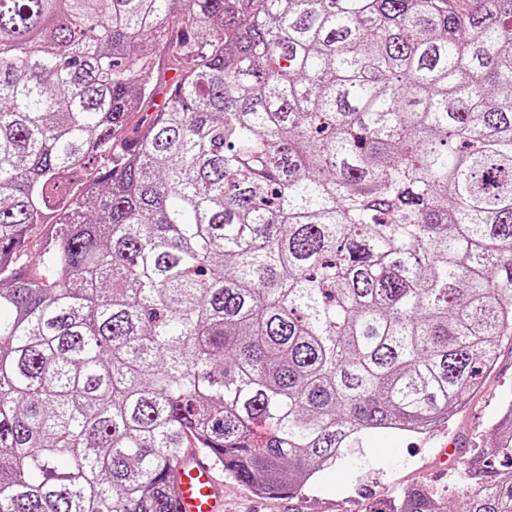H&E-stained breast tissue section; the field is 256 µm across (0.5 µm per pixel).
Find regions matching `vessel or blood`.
<instances>
[{
    "instance_id": "obj_1",
    "label": "vessel or blood",
    "mask_w": 512,
    "mask_h": 512,
    "mask_svg": "<svg viewBox=\"0 0 512 512\" xmlns=\"http://www.w3.org/2000/svg\"><path fill=\"white\" fill-rule=\"evenodd\" d=\"M179 512H222L224 483L209 457L184 453L174 472Z\"/></svg>"
}]
</instances>
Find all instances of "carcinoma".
<instances>
[{"label": "carcinoma", "mask_w": 512, "mask_h": 512, "mask_svg": "<svg viewBox=\"0 0 512 512\" xmlns=\"http://www.w3.org/2000/svg\"><path fill=\"white\" fill-rule=\"evenodd\" d=\"M505 339L512 0H0V512H176L185 448L300 492Z\"/></svg>", "instance_id": "1"}]
</instances>
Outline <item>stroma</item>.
Wrapping results in <instances>:
<instances>
[{"label":"stroma","mask_w":512,"mask_h":512,"mask_svg":"<svg viewBox=\"0 0 512 512\" xmlns=\"http://www.w3.org/2000/svg\"><path fill=\"white\" fill-rule=\"evenodd\" d=\"M511 400L512 342L506 340L494 371L448 423L420 434L367 433L360 451L342 455L293 496H262L225 478L224 512H379L414 488L431 491L443 512H455L468 487V460Z\"/></svg>","instance_id":"obj_1"}]
</instances>
